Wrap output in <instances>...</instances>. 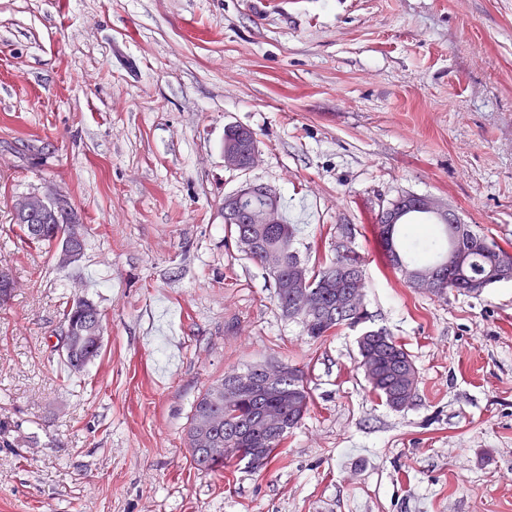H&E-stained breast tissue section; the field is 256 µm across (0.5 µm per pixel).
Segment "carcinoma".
I'll use <instances>...</instances> for the list:
<instances>
[{"label":"carcinoma","instance_id":"1","mask_svg":"<svg viewBox=\"0 0 512 512\" xmlns=\"http://www.w3.org/2000/svg\"><path fill=\"white\" fill-rule=\"evenodd\" d=\"M42 209V222L26 224L16 216L20 236L34 246H53L60 252V241L80 229L82 222L74 209L57 211L44 208L36 193L28 194ZM267 204L281 207L280 197L253 196L243 200L241 213L224 217L230 233L242 245L248 259L265 266L275 284V301L281 314L303 324L306 335L324 340L342 327H355L367 319V313L353 305L350 295L362 289L364 258L348 241H336L335 257L315 272L300 259L293 248L296 228L285 220L278 224H248L243 211ZM396 224L386 228L382 217L374 224L382 256L393 269L410 274L427 273L448 257L457 254L468 280L461 281L455 271L444 267L437 287L429 293L445 299L450 293L479 295L482 290L469 287L480 282L488 288L498 280L492 271L507 260L512 251L495 240L474 231L468 224H458L463 244L442 224L413 222L418 214L391 201ZM14 292V279L0 268V304L7 303ZM64 325L71 326L67 342L60 352L69 369L81 372L101 352L104 332L101 313L91 302L77 299L63 309ZM359 368L370 390L394 410L406 408L415 398L419 374L405 346L385 329L368 330L357 339ZM312 405V395L304 372L296 366L283 365L282 376L269 381L264 365L244 372L228 373L200 392L193 403L186 441L192 462L199 470L232 474L242 464L262 467L280 454L288 434L296 428ZM241 448L243 452L224 454L222 448ZM248 448L262 452L249 455Z\"/></svg>","mask_w":512,"mask_h":512}]
</instances>
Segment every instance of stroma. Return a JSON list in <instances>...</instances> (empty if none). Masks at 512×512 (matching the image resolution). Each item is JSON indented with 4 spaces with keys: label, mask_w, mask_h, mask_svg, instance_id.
Masks as SVG:
<instances>
[{
    "label": "stroma",
    "mask_w": 512,
    "mask_h": 512,
    "mask_svg": "<svg viewBox=\"0 0 512 512\" xmlns=\"http://www.w3.org/2000/svg\"><path fill=\"white\" fill-rule=\"evenodd\" d=\"M260 159L224 167V128ZM280 194L310 269L337 227L367 257L369 327L405 345L418 396L395 411L355 330L282 317L221 204ZM65 194L79 264L24 243L18 196ZM431 196L512 245V0H0V512H512V281L440 300L384 262L374 222ZM103 316L76 374L65 302ZM284 362L314 399L281 455L231 480L184 429L225 372Z\"/></svg>",
    "instance_id": "stroma-1"
}]
</instances>
